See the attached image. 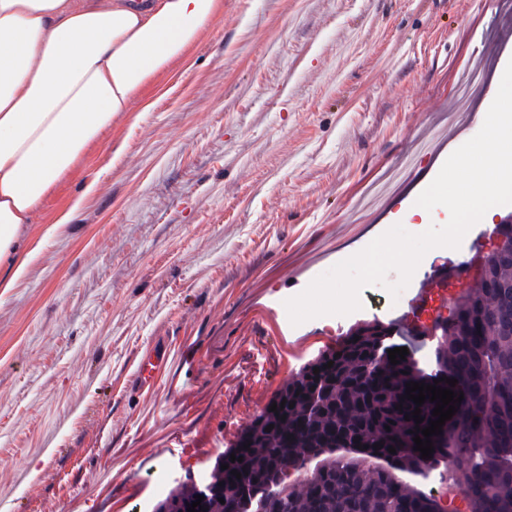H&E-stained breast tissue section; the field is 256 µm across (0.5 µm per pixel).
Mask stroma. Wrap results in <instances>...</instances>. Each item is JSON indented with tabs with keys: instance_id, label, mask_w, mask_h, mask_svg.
<instances>
[{
	"instance_id": "obj_1",
	"label": "stroma",
	"mask_w": 512,
	"mask_h": 512,
	"mask_svg": "<svg viewBox=\"0 0 512 512\" xmlns=\"http://www.w3.org/2000/svg\"><path fill=\"white\" fill-rule=\"evenodd\" d=\"M512 0H224V15L113 121L24 232L0 291V512H152L200 479L272 396L363 324L400 323L419 288L485 251L422 258L398 298L292 325L285 300L386 231L481 128L512 60ZM497 53L477 55L481 44ZM479 67L467 99L454 88ZM444 139L364 207L419 139ZM71 224L43 229L104 165ZM155 341L168 363L134 374ZM164 490H156L159 471Z\"/></svg>"
}]
</instances>
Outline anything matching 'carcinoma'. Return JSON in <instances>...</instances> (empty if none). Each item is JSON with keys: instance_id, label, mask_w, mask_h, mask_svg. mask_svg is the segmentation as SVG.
Segmentation results:
<instances>
[{"instance_id": "cac0c4a2", "label": "carcinoma", "mask_w": 512, "mask_h": 512, "mask_svg": "<svg viewBox=\"0 0 512 512\" xmlns=\"http://www.w3.org/2000/svg\"><path fill=\"white\" fill-rule=\"evenodd\" d=\"M503 281L512 283V264L490 261L485 280L455 300L448 319L435 326L440 336L429 372L410 353L391 364L388 350L397 344L391 327L379 322L357 328L338 351L305 366L272 398L277 412L264 407L217 458L204 478L216 494L202 506L224 512L222 498L240 512H512V321L503 325L486 315ZM443 377L458 380L453 391L464 399L448 420L450 431L437 436L432 457L423 459L413 450V430L429 426L436 403L421 406L422 423L405 419L416 408L405 398L406 383L437 379L447 388ZM379 442L383 447L374 449ZM232 454L243 461H231ZM440 461L447 466L442 496L399 477ZM292 472L299 482H288ZM195 495L192 483L161 503L185 510Z\"/></svg>"}]
</instances>
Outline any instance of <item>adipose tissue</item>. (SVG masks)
Instances as JSON below:
<instances>
[{
	"instance_id": "1",
	"label": "adipose tissue",
	"mask_w": 512,
	"mask_h": 512,
	"mask_svg": "<svg viewBox=\"0 0 512 512\" xmlns=\"http://www.w3.org/2000/svg\"><path fill=\"white\" fill-rule=\"evenodd\" d=\"M224 0H0V288L34 257L23 225Z\"/></svg>"
}]
</instances>
